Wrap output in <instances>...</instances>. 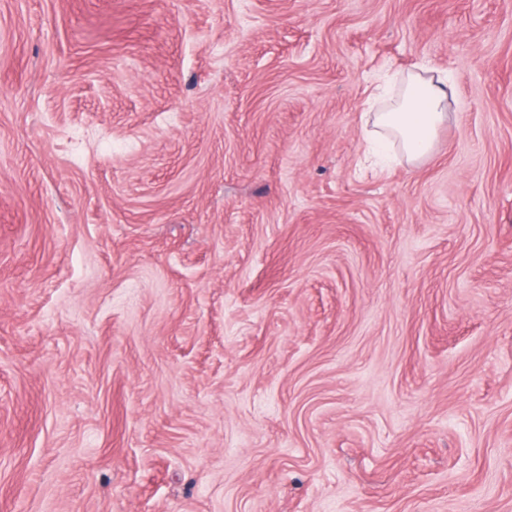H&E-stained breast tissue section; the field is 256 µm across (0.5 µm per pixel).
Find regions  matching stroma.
Instances as JSON below:
<instances>
[{"label":"stroma","mask_w":512,"mask_h":512,"mask_svg":"<svg viewBox=\"0 0 512 512\" xmlns=\"http://www.w3.org/2000/svg\"><path fill=\"white\" fill-rule=\"evenodd\" d=\"M0 512H512V0H0ZM449 95L447 80L415 67L407 76L400 103L376 112L374 124L400 139L409 160L418 162L430 153L436 130L448 117L445 111Z\"/></svg>","instance_id":"1"}]
</instances>
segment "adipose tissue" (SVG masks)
Here are the masks:
<instances>
[{
  "label": "adipose tissue",
  "mask_w": 512,
  "mask_h": 512,
  "mask_svg": "<svg viewBox=\"0 0 512 512\" xmlns=\"http://www.w3.org/2000/svg\"><path fill=\"white\" fill-rule=\"evenodd\" d=\"M450 93L447 80L413 69L400 103L375 113L374 124L400 139L410 161H420L430 153L435 133L448 117L446 102Z\"/></svg>",
  "instance_id": "adipose-tissue-1"
}]
</instances>
